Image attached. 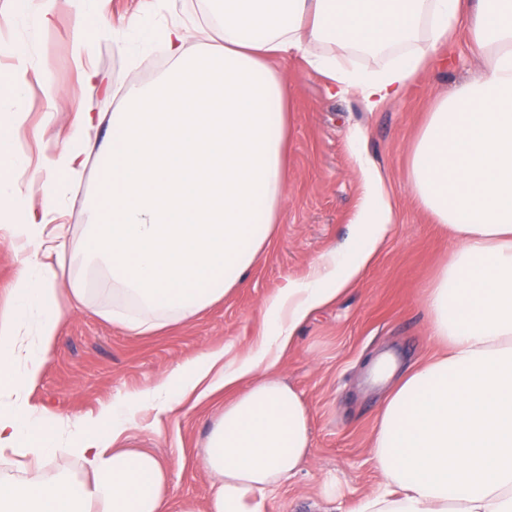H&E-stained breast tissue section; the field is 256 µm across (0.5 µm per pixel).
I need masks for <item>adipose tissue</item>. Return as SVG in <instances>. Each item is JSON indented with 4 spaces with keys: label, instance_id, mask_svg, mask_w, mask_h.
I'll list each match as a JSON object with an SVG mask.
<instances>
[{
    "label": "adipose tissue",
    "instance_id": "adipose-tissue-1",
    "mask_svg": "<svg viewBox=\"0 0 512 512\" xmlns=\"http://www.w3.org/2000/svg\"><path fill=\"white\" fill-rule=\"evenodd\" d=\"M208 13L206 31L164 27L169 67L152 83L131 81L110 119L73 121L66 145L44 159L39 200L14 136L22 112L0 110V229L17 245L0 310V456L23 466L62 449L86 472L62 466L38 483L0 476V512H166L162 462L120 441L141 410L162 418L188 396L222 390L233 397L199 453L213 479L206 512H265L268 493L311 455L308 411L277 377L279 362L308 317L364 276L399 218L364 131L352 136L364 186L354 230L265 301L257 345L229 362L204 351L74 421L28 404L65 317L60 285L75 304L87 294L62 261L67 228L36 221L32 207L53 213L64 179L103 158L107 172L82 201L83 257L112 294L113 320L134 335L193 320L244 283L286 201L291 96L270 60L325 39L375 51L416 45L372 74L313 60L337 93L373 112L462 31L488 62L428 114L407 172L418 204L457 241L424 298L430 336L448 352L400 379L394 365L373 366L377 380L395 383L371 441L384 486L355 512H512V0H208ZM105 121L108 139L98 136Z\"/></svg>",
    "mask_w": 512,
    "mask_h": 512
}]
</instances>
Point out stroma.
<instances>
[{"label":"stroma","mask_w":512,"mask_h":512,"mask_svg":"<svg viewBox=\"0 0 512 512\" xmlns=\"http://www.w3.org/2000/svg\"><path fill=\"white\" fill-rule=\"evenodd\" d=\"M139 8L140 0H91L85 17L72 0H54L48 22L40 24L23 0H0V109L13 106L15 51L25 47L26 121L18 144L30 169H37L44 150L63 145L76 112L88 108L111 115L130 78L146 84L165 68L168 55L161 41L132 42L120 25ZM83 38L91 40L92 48L80 57L75 44ZM443 52L452 69L419 73L402 100L374 112L364 111L356 96L330 95L329 79L309 61L330 56L369 73L394 61L393 52L371 54L316 43L307 57L272 60L293 92L288 197L272 245L222 303L194 320L145 335H130L108 317L111 295L90 291L84 309L61 322L43 377L29 396L31 407L75 419L148 389L204 350L224 349L230 361L256 344L264 330L265 300L306 279L317 260L340 249L352 233L363 182L350 134L360 128L371 160L390 177L400 219L390 226L363 279L336 303L314 312L282 358L280 376L299 393L309 414L312 454L266 501V512H355L360 499L383 482L370 440L386 389L369 381V369L385 353L394 354L403 369L434 353L424 295L456 247L417 204L407 182L412 143L438 94L485 63L462 35L449 40ZM90 68L103 76V83L82 82L83 70ZM97 176L96 162H89L79 179L60 189L57 209L48 217L49 223L67 225L72 240H79L86 222L79 201ZM218 413V404L189 399L159 420L140 413L128 428L126 447L155 452L167 468L168 512H182L188 502L205 512L212 479L197 453ZM62 464L73 473L82 471L77 458L55 456L23 468L0 458V473L46 481Z\"/></svg>","instance_id":"obj_1"}]
</instances>
